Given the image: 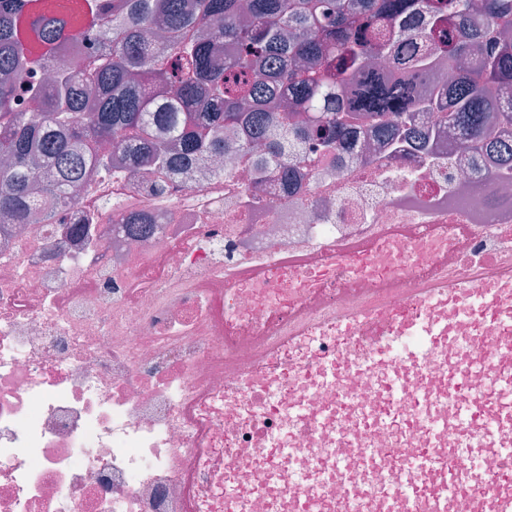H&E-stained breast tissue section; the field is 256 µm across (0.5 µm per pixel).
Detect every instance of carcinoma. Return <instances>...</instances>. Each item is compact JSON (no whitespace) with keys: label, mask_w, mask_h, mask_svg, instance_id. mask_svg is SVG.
Masks as SVG:
<instances>
[{"label":"carcinoma","mask_w":512,"mask_h":512,"mask_svg":"<svg viewBox=\"0 0 512 512\" xmlns=\"http://www.w3.org/2000/svg\"><path fill=\"white\" fill-rule=\"evenodd\" d=\"M420 11L430 21L416 28ZM508 17L512 0H0V211L53 223L57 207L75 205L101 141L139 171L177 173L223 154L227 127L245 129L243 150L261 145L287 185L296 143L339 149L355 119L412 136L427 113L512 172V142L493 134L512 133V33L487 38ZM87 20L112 27V42L94 64L81 54L55 64ZM200 25L214 40L190 35ZM155 28L172 34L163 50L147 39ZM404 40L423 52L395 73L376 67L399 59ZM441 59L459 76L445 92L432 83ZM38 67L52 78H34ZM288 98L301 118L277 113L273 102Z\"/></svg>","instance_id":"obj_1"}]
</instances>
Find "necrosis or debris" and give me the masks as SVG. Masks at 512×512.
<instances>
[{"mask_svg":"<svg viewBox=\"0 0 512 512\" xmlns=\"http://www.w3.org/2000/svg\"><path fill=\"white\" fill-rule=\"evenodd\" d=\"M426 126L421 148L383 136L372 120L356 124L337 155L303 145L293 187L275 167L256 172L240 129L225 134L223 159L200 157L159 179L104 143L111 167H89L76 206L57 208L53 223L0 213V512H226L228 486L238 512H304L292 472L312 474L321 448L347 450L359 499L342 501L331 485L317 492L319 512H383L381 478L362 448L377 440L395 466L401 449L426 439L381 396L382 373L355 370V334L283 347L271 397L252 384L226 394L224 361L353 278L405 288L458 254L459 277L484 287L480 271L512 233V177L447 128ZM130 215L152 233L117 230ZM391 224L428 230L394 241L381 233ZM349 239L367 240L368 252L345 260L338 246ZM302 248L320 254L318 269L278 265ZM253 263L262 276L225 286V270ZM470 305L458 330L490 354L512 327L496 325L478 298ZM329 357L344 370L341 384L304 378L303 364ZM340 387L349 396L341 414ZM292 404L317 427L298 434ZM261 429L299 451L274 479L254 448Z\"/></svg>","mask_w":512,"mask_h":512,"instance_id":"4bbe7bcc","label":"necrosis or debris"}]
</instances>
